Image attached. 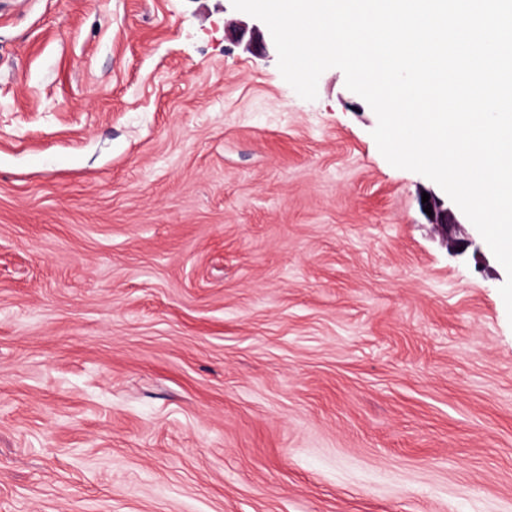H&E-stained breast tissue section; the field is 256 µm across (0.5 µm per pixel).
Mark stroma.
Here are the masks:
<instances>
[{"instance_id":"1","label":"stroma","mask_w":512,"mask_h":512,"mask_svg":"<svg viewBox=\"0 0 512 512\" xmlns=\"http://www.w3.org/2000/svg\"><path fill=\"white\" fill-rule=\"evenodd\" d=\"M376 125L232 0H0V512H512L506 271Z\"/></svg>"}]
</instances>
